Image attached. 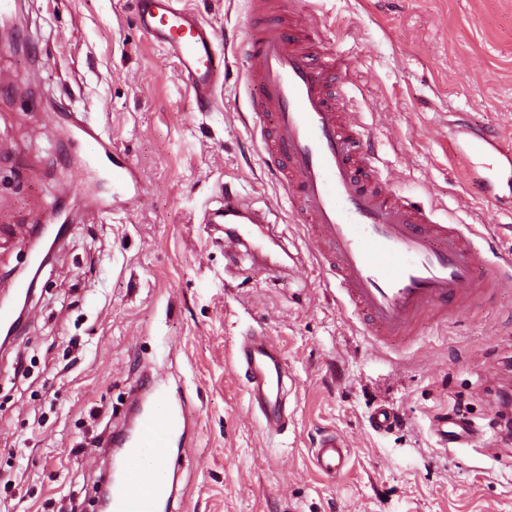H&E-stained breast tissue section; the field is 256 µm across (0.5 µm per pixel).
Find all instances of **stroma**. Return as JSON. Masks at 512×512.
I'll use <instances>...</instances> for the list:
<instances>
[{"label":"stroma","instance_id":"obj_1","mask_svg":"<svg viewBox=\"0 0 512 512\" xmlns=\"http://www.w3.org/2000/svg\"><path fill=\"white\" fill-rule=\"evenodd\" d=\"M226 56L215 103L197 111L178 65L137 22L138 0H17L31 41L0 45V274L24 265L23 237L76 219L42 268L26 322L0 353V512H99L112 470L99 438L128 394L160 371L192 421L174 445L165 512H512V443L495 427L512 385V289L424 328L415 343L375 342L268 168L248 108L247 0H185ZM326 50L351 61L345 88L377 165L439 219L475 225L488 271L512 255V189L473 194L453 120L512 139V0H300ZM104 130L138 194L87 205L82 143L50 142L72 116ZM267 213L277 274L224 248L203 221L225 185ZM268 337L291 378L288 425L268 431L231 354ZM391 409L382 431L373 414ZM462 412L472 448L432 431ZM351 450L336 477L312 452L324 433Z\"/></svg>","mask_w":512,"mask_h":512}]
</instances>
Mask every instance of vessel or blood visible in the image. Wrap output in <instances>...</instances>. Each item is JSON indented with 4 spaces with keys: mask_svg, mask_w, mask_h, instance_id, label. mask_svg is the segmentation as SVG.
I'll return each mask as SVG.
<instances>
[{
    "mask_svg": "<svg viewBox=\"0 0 512 512\" xmlns=\"http://www.w3.org/2000/svg\"><path fill=\"white\" fill-rule=\"evenodd\" d=\"M249 14L256 36L242 53L253 61L246 75L249 105L265 159L296 205L309 248L333 272L348 303L363 312L370 333L382 341H412L421 328L512 288L511 264L496 275L485 274L474 226L439 223L431 208L412 202L381 176L374 152L362 148L357 125L335 88L351 65L318 52L321 35L294 0H249ZM139 20L176 60L198 111H209L212 89L224 71L213 33L178 0H139ZM60 134L93 143L84 165L113 195L134 186L130 166L113 160L110 142L97 129L74 120ZM487 152L500 170L512 172V147L493 133L476 135L458 162L469 169L471 155ZM207 221L229 225L225 249L252 250L256 244L243 227L267 223L268 217L228 190ZM232 362L246 367L251 408L268 430L279 431L288 420L286 371L274 345L262 336L244 337ZM166 401L153 380H140L127 420L112 434L125 478L112 485L109 512H160L170 489L172 448L190 428L185 411L165 410ZM433 430L447 445H470L478 435L465 419H437ZM349 458L336 434L323 437L313 453L314 465L328 477L339 474ZM135 471L142 478L133 486L127 476Z\"/></svg>",
    "mask_w": 512,
    "mask_h": 512,
    "instance_id": "vessel-or-blood-1",
    "label": "vessel or blood"
}]
</instances>
